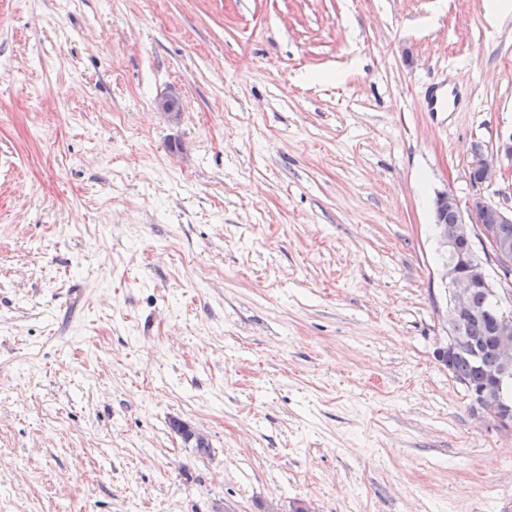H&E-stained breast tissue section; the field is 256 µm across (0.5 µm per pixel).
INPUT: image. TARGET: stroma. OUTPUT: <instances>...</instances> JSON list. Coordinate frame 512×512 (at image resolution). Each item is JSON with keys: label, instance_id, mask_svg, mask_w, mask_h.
Returning <instances> with one entry per match:
<instances>
[{"label": "stroma", "instance_id": "1", "mask_svg": "<svg viewBox=\"0 0 512 512\" xmlns=\"http://www.w3.org/2000/svg\"><path fill=\"white\" fill-rule=\"evenodd\" d=\"M509 134L486 0H0V512H512L433 222Z\"/></svg>", "mask_w": 512, "mask_h": 512}]
</instances>
